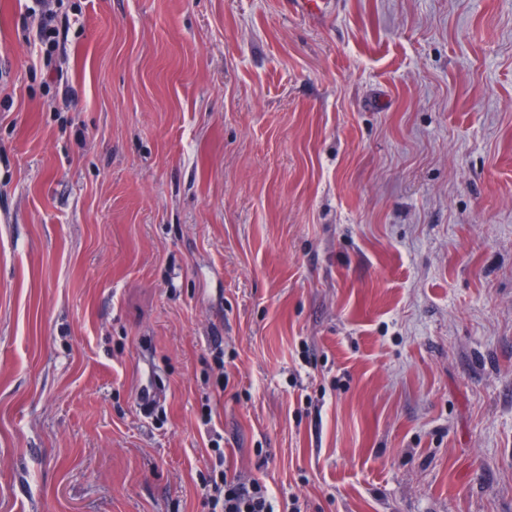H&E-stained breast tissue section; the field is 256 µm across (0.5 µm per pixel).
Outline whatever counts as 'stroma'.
<instances>
[{"label":"stroma","mask_w":512,"mask_h":512,"mask_svg":"<svg viewBox=\"0 0 512 512\" xmlns=\"http://www.w3.org/2000/svg\"><path fill=\"white\" fill-rule=\"evenodd\" d=\"M66 12L49 85L0 0V512H209L207 416L308 512H512V0Z\"/></svg>","instance_id":"1"}]
</instances>
